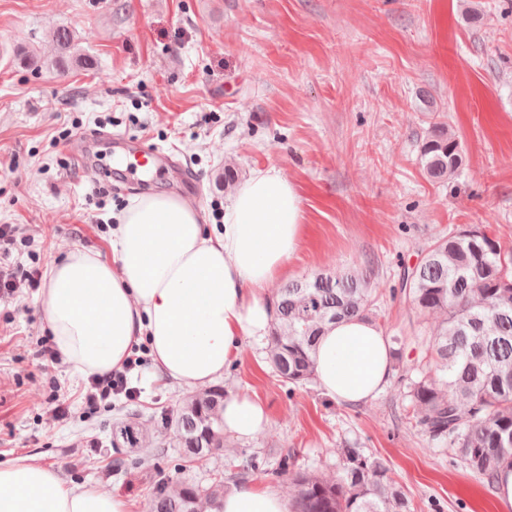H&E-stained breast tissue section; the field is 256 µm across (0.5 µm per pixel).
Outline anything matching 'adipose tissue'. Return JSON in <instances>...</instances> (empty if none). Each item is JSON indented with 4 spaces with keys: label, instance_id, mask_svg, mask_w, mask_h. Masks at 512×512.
I'll list each match as a JSON object with an SVG mask.
<instances>
[{
    "label": "adipose tissue",
    "instance_id": "1",
    "mask_svg": "<svg viewBox=\"0 0 512 512\" xmlns=\"http://www.w3.org/2000/svg\"><path fill=\"white\" fill-rule=\"evenodd\" d=\"M305 233L302 200L280 170L253 171L205 230L198 209L172 194L131 199L112 230V257L77 248L53 264L42 308L74 372L106 374L147 338L161 377L200 387L236 362L245 338L264 336L270 286L288 271ZM390 344L366 318L329 326L317 350L321 390L346 405L380 393L392 375ZM264 403L224 397V431L247 440L267 424ZM0 512H127L107 491L64 482L51 468L0 464ZM221 512H289L277 490L253 482L225 493Z\"/></svg>",
    "mask_w": 512,
    "mask_h": 512
}]
</instances>
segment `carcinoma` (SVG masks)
<instances>
[{"instance_id":"obj_1","label":"carcinoma","mask_w":512,"mask_h":512,"mask_svg":"<svg viewBox=\"0 0 512 512\" xmlns=\"http://www.w3.org/2000/svg\"><path fill=\"white\" fill-rule=\"evenodd\" d=\"M75 35L57 29L48 55L29 53L21 60L48 63L58 70L74 57ZM426 176L442 182L463 163L460 143L448 125L435 122L420 148ZM402 293L421 312L442 320L425 342L429 373L411 383L407 397L416 408V425L469 470L494 486L499 466L512 461V254L480 225L439 237L422 260L403 272ZM372 291L362 271L341 266L311 279L293 280L275 295V312L267 338V359L284 384L316 379L319 337L340 320L369 317ZM224 388L187 396L164 414L163 425L175 430L183 455L200 460L224 447ZM140 422L127 416L112 425V444L140 448ZM286 456L274 471L292 474L296 488L293 512H412V503L390 476L382 459L357 449L345 452L342 474L291 472ZM224 481L209 489L180 482L158 488L148 512L220 510Z\"/></svg>"}]
</instances>
